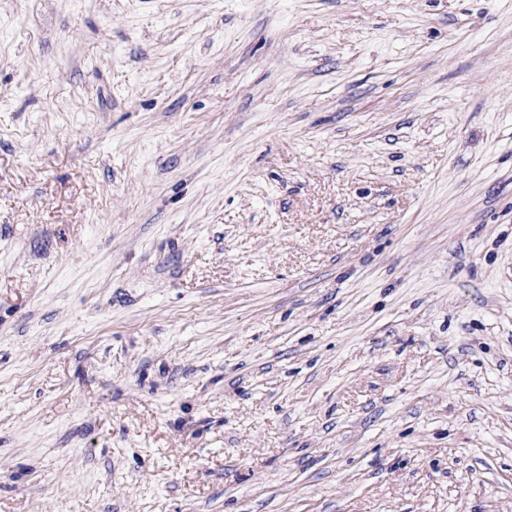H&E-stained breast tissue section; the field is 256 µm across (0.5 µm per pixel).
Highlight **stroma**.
<instances>
[{
  "mask_svg": "<svg viewBox=\"0 0 512 512\" xmlns=\"http://www.w3.org/2000/svg\"><path fill=\"white\" fill-rule=\"evenodd\" d=\"M0 512H512V0H0Z\"/></svg>",
  "mask_w": 512,
  "mask_h": 512,
  "instance_id": "35a3bbf8",
  "label": "stroma"
}]
</instances>
